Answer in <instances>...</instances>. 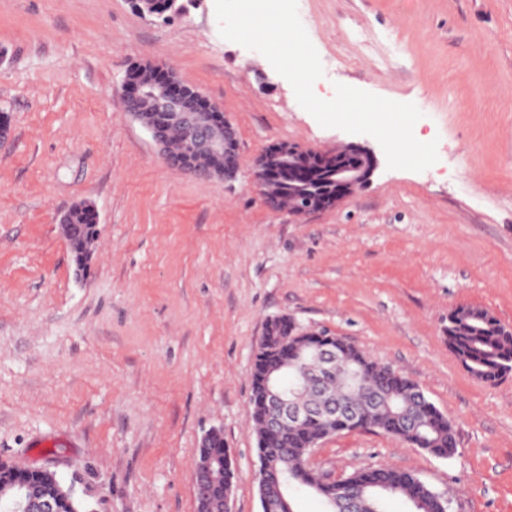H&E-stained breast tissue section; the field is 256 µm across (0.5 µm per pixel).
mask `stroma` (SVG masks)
I'll use <instances>...</instances> for the list:
<instances>
[{"label":"stroma","mask_w":512,"mask_h":512,"mask_svg":"<svg viewBox=\"0 0 512 512\" xmlns=\"http://www.w3.org/2000/svg\"><path fill=\"white\" fill-rule=\"evenodd\" d=\"M323 75L422 116L437 162L391 169L366 134L322 127L259 52L224 39L215 0L169 18L131 0H0V461L48 468L92 512H197V448L219 429L233 512H260L249 400L268 322L345 338L414 380L454 426L438 458L373 429L314 448L342 479L368 466L451 491V512H512V373L472 377L448 312L512 328V0H300ZM150 62L236 130L234 179L169 169L122 106ZM350 144L378 166L335 206L269 209L256 158ZM100 234L77 275L61 220Z\"/></svg>","instance_id":"1"}]
</instances>
